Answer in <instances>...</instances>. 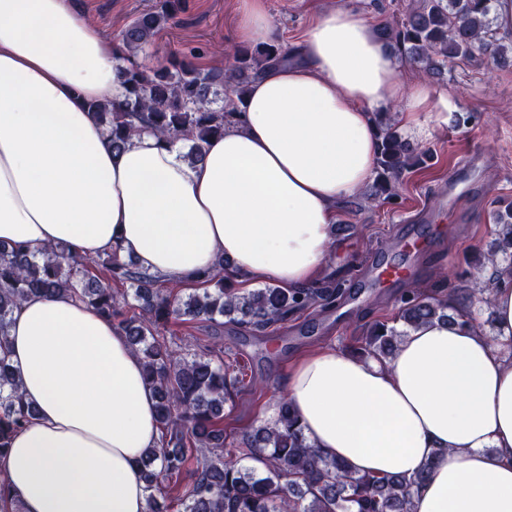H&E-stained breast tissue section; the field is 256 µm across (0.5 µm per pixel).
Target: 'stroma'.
I'll use <instances>...</instances> for the list:
<instances>
[{"label": "stroma", "instance_id": "35a3bbf8", "mask_svg": "<svg viewBox=\"0 0 512 512\" xmlns=\"http://www.w3.org/2000/svg\"><path fill=\"white\" fill-rule=\"evenodd\" d=\"M156 0H73L75 8L95 21L110 38H119L133 17L155 5ZM419 0H264L276 39L284 48L296 40L322 12L351 8L375 24L395 23ZM241 0H188L174 23L161 29L142 53V63L154 67L169 58L202 48L195 60L204 70L224 67V51L236 46V24ZM407 88L425 84L433 98L447 97V125L437 128L427 147L433 153L423 167L405 174L394 199L372 200L355 194L356 207L340 210L336 236L324 276L334 277L342 288L332 307L314 306L287 322L255 336L250 331L202 321L170 324L167 336L188 346L196 339L222 347L225 361H238L255 375V386L244 389L224 411L226 430L241 435L270 419L284 394L283 378L291 356L326 341L344 350L362 335L365 325L392 320L399 309L403 284L371 286L366 266L380 262L409 266L408 280L419 288L470 287L475 272L474 253L486 249L497 200H512V66H494L489 54L450 64L444 80L423 83L414 64L400 59ZM470 115L469 123L459 118ZM475 164L463 171L464 194L446 209H439L440 195L448 191V174L461 169L466 157ZM428 215L433 236L427 249L407 256L392 248V238L414 232L407 218L413 211Z\"/></svg>", "mask_w": 512, "mask_h": 512}]
</instances>
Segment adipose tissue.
Here are the masks:
<instances>
[{
	"instance_id": "adipose-tissue-1",
	"label": "adipose tissue",
	"mask_w": 512,
	"mask_h": 512,
	"mask_svg": "<svg viewBox=\"0 0 512 512\" xmlns=\"http://www.w3.org/2000/svg\"><path fill=\"white\" fill-rule=\"evenodd\" d=\"M274 37L263 0H243L238 40ZM126 53L71 0H0V244L114 248L177 286L221 258L239 287L300 288L325 267L339 203L373 177L379 120L419 145L448 121L447 98L406 90L373 25L335 8L253 79L202 161L148 131L116 152L91 108L123 95ZM494 269L471 325L408 329L387 360L321 344L288 365L313 447L373 477L426 473L412 512H512V264ZM5 354L33 412L0 457L22 512H146L157 398L125 334L74 297L35 295Z\"/></svg>"
}]
</instances>
